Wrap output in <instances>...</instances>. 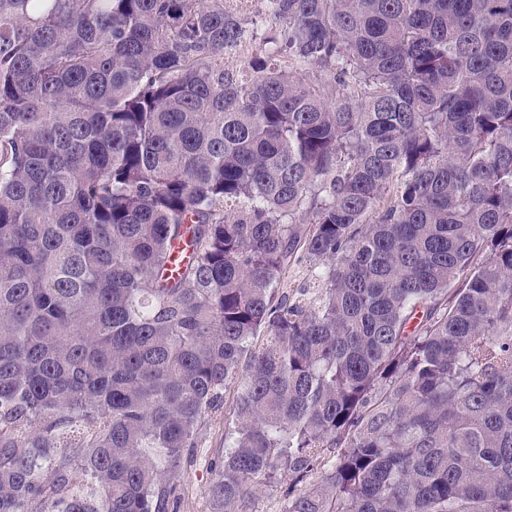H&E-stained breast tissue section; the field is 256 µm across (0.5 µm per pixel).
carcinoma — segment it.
Instances as JSON below:
<instances>
[{"label":"carcinoma","mask_w":512,"mask_h":512,"mask_svg":"<svg viewBox=\"0 0 512 512\" xmlns=\"http://www.w3.org/2000/svg\"><path fill=\"white\" fill-rule=\"evenodd\" d=\"M242 2L0 0V512H512V0ZM219 410L213 412L203 428L200 448L192 463L186 464L178 482L181 496L180 512H208L204 490L212 478L209 461L224 453V398ZM251 509L260 512H280L283 500L279 491L272 490L270 487L261 485L258 487Z\"/></svg>","instance_id":"carcinoma-1"}]
</instances>
